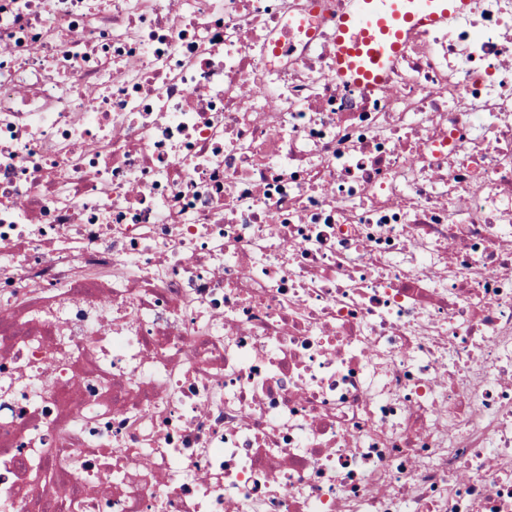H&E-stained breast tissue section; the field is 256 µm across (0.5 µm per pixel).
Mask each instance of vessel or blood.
Returning a JSON list of instances; mask_svg holds the SVG:
<instances>
[{
    "label": "vessel or blood",
    "mask_w": 512,
    "mask_h": 512,
    "mask_svg": "<svg viewBox=\"0 0 512 512\" xmlns=\"http://www.w3.org/2000/svg\"><path fill=\"white\" fill-rule=\"evenodd\" d=\"M470 0H349L336 21L337 78L386 89L391 68L410 32L445 24L465 13Z\"/></svg>",
    "instance_id": "obj_1"
}]
</instances>
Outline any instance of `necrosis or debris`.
Returning a JSON list of instances; mask_svg holds the SVG:
<instances>
[{"label": "necrosis or debris", "mask_w": 512, "mask_h": 512, "mask_svg": "<svg viewBox=\"0 0 512 512\" xmlns=\"http://www.w3.org/2000/svg\"><path fill=\"white\" fill-rule=\"evenodd\" d=\"M344 3L0 0V512H512V0ZM470 0H349L336 21V77L372 90L389 86L391 68L410 32L445 24Z\"/></svg>", "instance_id": "necrosis-or-debris-1"}]
</instances>
